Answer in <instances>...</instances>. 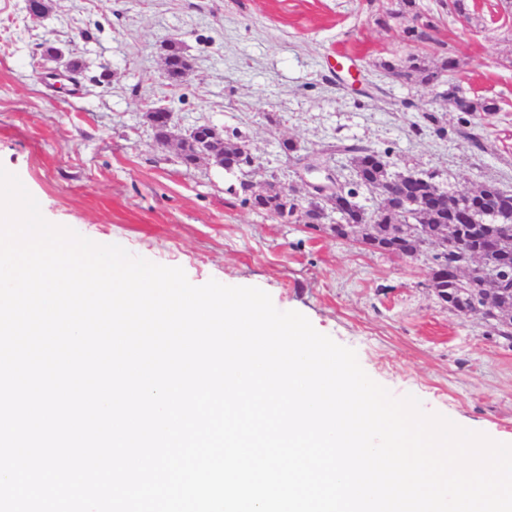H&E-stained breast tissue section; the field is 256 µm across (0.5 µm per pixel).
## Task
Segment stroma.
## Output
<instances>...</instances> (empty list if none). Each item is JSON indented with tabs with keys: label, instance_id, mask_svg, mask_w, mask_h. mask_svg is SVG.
Wrapping results in <instances>:
<instances>
[{
	"label": "stroma",
	"instance_id": "obj_1",
	"mask_svg": "<svg viewBox=\"0 0 512 512\" xmlns=\"http://www.w3.org/2000/svg\"><path fill=\"white\" fill-rule=\"evenodd\" d=\"M381 2L53 0L36 19L27 0H0V166L48 222L193 281L260 288L354 349L393 396L415 395L431 412L509 439L512 341L443 305L425 257L374 253L243 207L231 191L236 174L185 166L176 149L155 144L142 116L150 99L181 127L239 132L261 160L260 182L299 184L301 165L279 148L290 139L309 152L361 141L454 191L512 189V69L501 64L512 55V19L501 18L499 0H469L470 23L441 16L417 45L404 37L408 19L377 24ZM174 35L193 68L176 89L161 70ZM49 46L79 61L80 95L50 80ZM415 51L432 65L457 58L455 79L500 112L460 117L442 86L402 84L379 66ZM425 112L444 134L412 133Z\"/></svg>",
	"mask_w": 512,
	"mask_h": 512
}]
</instances>
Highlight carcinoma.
I'll return each instance as SVG.
<instances>
[{"instance_id":"cac0c4a2","label":"carcinoma","mask_w":512,"mask_h":512,"mask_svg":"<svg viewBox=\"0 0 512 512\" xmlns=\"http://www.w3.org/2000/svg\"><path fill=\"white\" fill-rule=\"evenodd\" d=\"M417 14V0H396L393 7L383 11L378 22L385 24L389 18ZM184 59L180 43L167 47L164 62L169 76L176 78L181 74ZM380 66L397 80L426 86L441 82L443 73L453 72L458 62L444 58L440 65L430 66L421 57L410 54L397 62L384 60ZM443 98L456 112L492 115L500 111L496 99L468 96L452 77L448 78ZM246 143L244 137L233 131L224 135V141L210 143V147L223 151L224 170L239 172L247 162L240 149ZM336 152L348 158L355 173L356 181L349 184L348 194H354L361 184L375 188L379 201L371 212L342 196L320 204L318 208L336 213V224L346 226L349 232L362 233L366 247L399 258H416L423 249L442 242L443 234H448V242L452 244L448 251L427 254L431 261L428 287L448 307L473 310L480 303L472 294L460 291L462 279L480 282L482 273L490 266L512 267V249H494L498 227L512 225L511 191L503 190L498 196L486 194L481 189L470 192L444 190L432 174L422 175L417 182H403L392 171V163L386 155L368 146L339 142ZM234 192L243 206L271 216L282 214L280 188L276 182L267 183V190L262 194L249 193L240 183ZM480 296L491 298L496 307L498 318L491 325L492 331L512 339V300L484 290Z\"/></svg>"}]
</instances>
